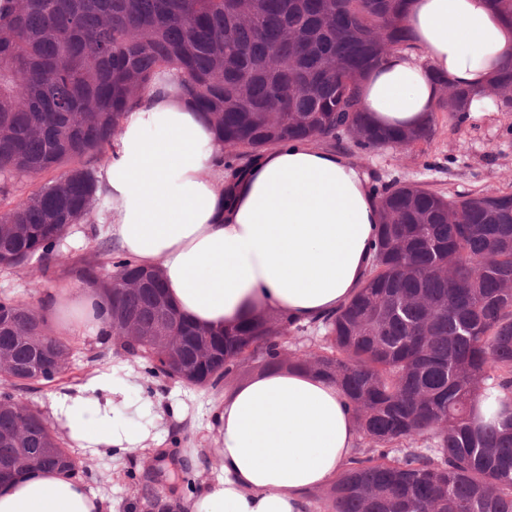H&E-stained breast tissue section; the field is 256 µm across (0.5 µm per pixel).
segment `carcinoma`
<instances>
[{"instance_id":"1","label":"carcinoma","mask_w":512,"mask_h":512,"mask_svg":"<svg viewBox=\"0 0 512 512\" xmlns=\"http://www.w3.org/2000/svg\"><path fill=\"white\" fill-rule=\"evenodd\" d=\"M406 2L258 0L253 25L239 19L237 0H0V195L20 177L52 175L10 210L25 231L0 235V268L61 259L69 227L104 203L90 162L161 66L182 72L185 93L229 151L231 181L264 150L315 132L368 150L429 139L430 123L381 128L359 106L364 73L385 49L406 45ZM379 204L362 288L313 323L317 353L293 360L345 389L365 443L321 500L332 512H512V421L480 424L476 408L478 396L512 389V293L503 287L512 278V193L451 199L399 183ZM64 263L103 298L105 336L145 360L152 377L215 387L251 363L279 364L283 339L309 329L275 312L222 334L196 327L167 300L156 270L112 262L102 242ZM128 279L143 287L117 286ZM128 319L146 330L171 325L183 337L179 359L154 367L150 348L121 343L113 330ZM45 326L40 309L0 294V349L14 354L8 381L17 392L69 367L67 341L56 336L36 352L24 339ZM200 339L211 346L205 360L195 353ZM46 448L45 468L81 477L37 409L0 408V485L25 473L5 459Z\"/></svg>"}]
</instances>
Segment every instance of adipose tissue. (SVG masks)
Listing matches in <instances>:
<instances>
[{
    "label": "adipose tissue",
    "mask_w": 512,
    "mask_h": 512,
    "mask_svg": "<svg viewBox=\"0 0 512 512\" xmlns=\"http://www.w3.org/2000/svg\"><path fill=\"white\" fill-rule=\"evenodd\" d=\"M408 45L361 81V107L377 126L414 129L436 112L441 88L481 93L512 57V21L489 0H409ZM159 70L121 115L112 153L97 173L107 207L94 214L118 252L158 268L186 321L214 331L277 312L307 324L336 311L370 269L380 206L355 165L311 142L261 153L224 194V149L183 91ZM94 293L81 284L42 300L57 334L100 335ZM124 365L56 391L51 417L70 448L101 459L160 443L177 407L157 411ZM213 479L180 512H307L354 456L356 417L334 382L297 366L236 383L214 413ZM86 481L35 470L0 487V512H107Z\"/></svg>",
    "instance_id": "obj_1"
}]
</instances>
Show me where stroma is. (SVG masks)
I'll list each match as a JSON object with an SVG mask.
<instances>
[{"label": "stroma", "instance_id": "35a3bbf8", "mask_svg": "<svg viewBox=\"0 0 512 512\" xmlns=\"http://www.w3.org/2000/svg\"><path fill=\"white\" fill-rule=\"evenodd\" d=\"M434 134L428 142L412 147L382 148L362 152L353 147L320 141V148L336 151L360 168L371 189L400 180L420 185L444 196L459 199L478 193H512V109L494 112L454 113L445 109L433 114ZM70 277L49 272L44 262L32 260L17 269H0V293L39 305L46 293L66 287ZM76 354L61 381L40 382L21 397L49 413L51 397L60 385L85 382L97 370L122 363L111 344L101 338L70 335ZM131 366L147 393L159 394L163 404L181 406L183 422L173 424L158 450L145 456L123 457L112 462L83 455L84 479L94 491L112 501L116 512H178V501L193 488L210 482L217 453L212 411L222 388H194L145 375L141 361ZM194 448L199 454L196 468L183 471L184 482L174 483L179 469L171 451ZM153 473L154 483L141 477Z\"/></svg>", "mask_w": 512, "mask_h": 512}]
</instances>
